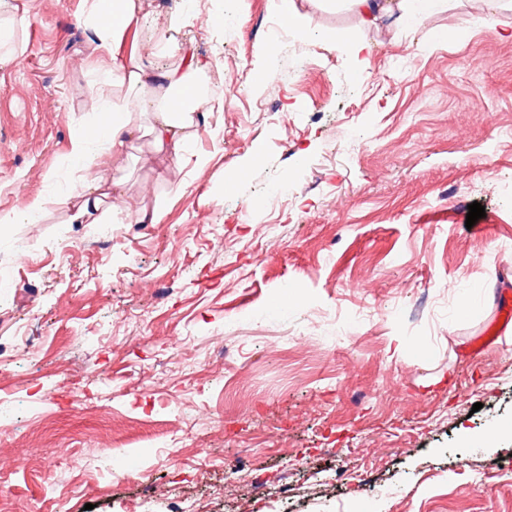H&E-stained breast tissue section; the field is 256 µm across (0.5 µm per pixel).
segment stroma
I'll return each instance as SVG.
<instances>
[{
	"label": "stroma",
	"instance_id": "35a3bbf8",
	"mask_svg": "<svg viewBox=\"0 0 512 512\" xmlns=\"http://www.w3.org/2000/svg\"><path fill=\"white\" fill-rule=\"evenodd\" d=\"M296 3L299 33L269 0H144L127 45L157 66L175 39L198 83L225 79L190 146L203 168L137 139L103 170L127 193L99 256L82 249L95 225L70 223L65 202L71 135L104 92L93 32L81 0H6L28 24L0 69V214L45 208L0 234L11 512L55 495L68 512H129L147 486L224 512L247 471L284 464L293 491L249 512H512V478L472 470L512 456V324L470 348L512 299V9L444 0L419 24L367 28ZM336 33L366 50L344 53ZM278 181L287 195L266 194ZM474 202L485 215L469 229ZM144 205L161 219L137 233L127 215ZM22 250L33 264L15 265ZM152 279L180 295L155 307ZM219 336L241 350L230 364L212 360ZM18 448L35 451L23 472L7 467ZM358 458L367 485L337 482Z\"/></svg>",
	"mask_w": 512,
	"mask_h": 512
}]
</instances>
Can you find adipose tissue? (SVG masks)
Listing matches in <instances>:
<instances>
[{
	"instance_id": "ef3b65f1",
	"label": "adipose tissue",
	"mask_w": 512,
	"mask_h": 512,
	"mask_svg": "<svg viewBox=\"0 0 512 512\" xmlns=\"http://www.w3.org/2000/svg\"><path fill=\"white\" fill-rule=\"evenodd\" d=\"M365 26L380 18L397 16L408 23L428 17L437 0H344ZM85 15L95 30L103 56L98 69L112 88L123 96L105 98L95 110L98 119L75 129L70 138L69 158L79 173V188L71 222L94 224L105 201L121 202L123 180L102 181L98 172L108 164L110 154L119 153L129 142L148 136L155 146L174 160H181L198 136L203 114L201 95L192 78L200 63L175 43H167L172 62L150 67L134 53L125 51L129 31L138 23L142 0H84Z\"/></svg>"
}]
</instances>
